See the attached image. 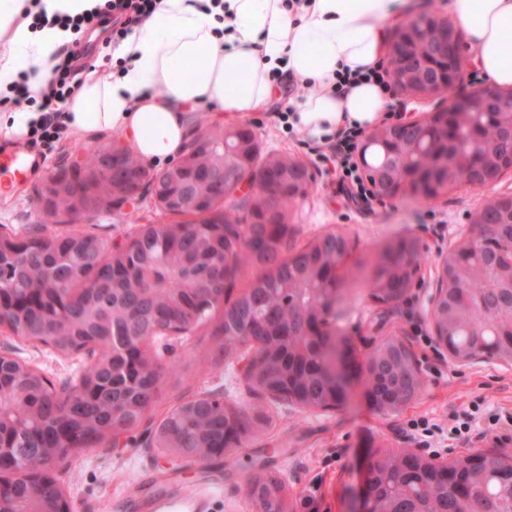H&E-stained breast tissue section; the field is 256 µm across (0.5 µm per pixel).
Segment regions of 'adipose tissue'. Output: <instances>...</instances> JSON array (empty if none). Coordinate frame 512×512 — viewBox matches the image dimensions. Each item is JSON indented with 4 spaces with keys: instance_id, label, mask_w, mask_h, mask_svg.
<instances>
[{
    "instance_id": "adipose-tissue-1",
    "label": "adipose tissue",
    "mask_w": 512,
    "mask_h": 512,
    "mask_svg": "<svg viewBox=\"0 0 512 512\" xmlns=\"http://www.w3.org/2000/svg\"><path fill=\"white\" fill-rule=\"evenodd\" d=\"M161 0L153 16L117 46L118 77L90 74L67 102L74 134L116 133L122 148L165 168L179 159L192 134L189 110L215 105V121L266 108L276 92L273 69L316 93L300 96L289 120L320 140L345 124L378 127L390 100L362 83L334 94L339 71L375 65L385 56V23L405 0H307L288 10L283 0ZM100 0H0V96L27 80L44 90L63 48L75 37L60 24ZM487 87H512V0H451ZM50 24H34L37 13Z\"/></svg>"
}]
</instances>
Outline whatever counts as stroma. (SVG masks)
<instances>
[{"label":"stroma","instance_id":"35a3bbf8","mask_svg":"<svg viewBox=\"0 0 512 512\" xmlns=\"http://www.w3.org/2000/svg\"><path fill=\"white\" fill-rule=\"evenodd\" d=\"M301 93L296 84L282 83L268 109L241 119L266 151L286 152L313 166L308 194L294 214L288 250L299 251L331 230H345L352 249L338 270L342 298L335 307L337 332L364 356L386 339H399L417 363L428 361L442 369L444 381L425 378L420 396L395 413L383 414L371 406L360 381L335 410L308 411L250 390L239 372L246 347L228 357L218 339L204 333L157 338L153 351L162 361L181 364L183 374L166 380L128 443H101L55 465L74 512H254L244 485L257 474L284 481L288 512H306L303 502L311 495L317 498L319 512H349L365 463L378 451L410 446V439L399 432L409 420L425 416L442 422L460 407L484 413L494 408L512 411V363L457 362L439 344L413 338L414 326L431 328L430 297L440 253L469 232L482 191L460 186L429 201L406 195L383 202L352 201L340 191L334 174L315 166V141L301 132L289 135L280 126L279 112ZM33 197L30 185L0 197V224L23 235L38 233ZM157 216L148 196L134 209L102 208L82 228L112 242H126ZM402 237L417 240L425 256L417 280L401 301H375L369 283L379 255ZM0 353L39 369L59 386L90 362L86 354H61L7 332H0ZM201 395L222 399L226 407L250 418L258 435L246 436L209 463L166 464L146 445L149 428L178 403Z\"/></svg>","mask_w":512,"mask_h":512}]
</instances>
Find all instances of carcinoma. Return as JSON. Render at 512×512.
I'll return each mask as SVG.
<instances>
[{"label":"carcinoma","instance_id":"cac0c4a2","mask_svg":"<svg viewBox=\"0 0 512 512\" xmlns=\"http://www.w3.org/2000/svg\"><path fill=\"white\" fill-rule=\"evenodd\" d=\"M205 146L189 155L178 175L158 172L162 196L180 200L173 222L144 224L129 246L88 234L58 229L50 235L0 234V316L19 331L40 339L61 353L90 344L100 354L112 351V337L133 336L116 373L90 363L78 380L60 389L46 385L37 371H21L0 362V469L17 468L0 486V512H33L52 508L60 497L54 481L44 477L54 464L104 441L115 426L133 429L157 401L161 386L176 371L173 363L156 367L146 362L150 340L163 329L192 336L211 328L224 337V354L260 337L268 347L255 366L256 392L290 385L296 401L322 404L333 395L322 374V345L305 336L310 315L341 298L333 278L320 279L317 269L330 271L350 249V241L334 235L288 254V233L297 196L288 184L289 154L264 153L254 133L225 131L200 119ZM476 137L489 154L500 155L505 143L500 127L489 121L463 139ZM83 163L75 172L79 186L57 178L52 210L37 211L44 222L93 201L121 206L123 189L101 169L98 151L76 146ZM456 163L439 175L456 184L468 164L465 150L454 151ZM260 172L266 190L247 204L236 199L234 181L244 169ZM224 171V189L213 175ZM512 234V224H487L471 251L448 255V300L437 319L448 327V346L457 358L478 351L512 361V265L483 259ZM424 255L413 240H399L377 261L370 282L373 297L397 302L406 293L408 269H419ZM257 270L244 291L224 304L244 268ZM399 357L390 385L370 370L369 389L386 394L410 377ZM162 448H189L199 461L218 454L228 439L254 432L247 419L226 416L223 405L204 416L196 401L179 404L161 421ZM283 491L275 479L257 477L246 483L252 501L272 503ZM371 492L378 509H401L416 501L421 512H512V455L488 456L478 466L469 458L448 462V475L428 470L412 457L386 452L376 463Z\"/></svg>","mask_w":512,"mask_h":512}]
</instances>
